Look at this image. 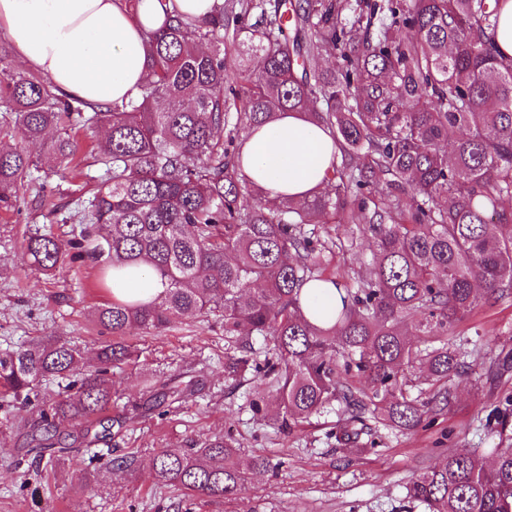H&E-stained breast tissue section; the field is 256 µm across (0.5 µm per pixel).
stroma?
<instances>
[{"label": "stroma", "instance_id": "obj_1", "mask_svg": "<svg viewBox=\"0 0 512 512\" xmlns=\"http://www.w3.org/2000/svg\"><path fill=\"white\" fill-rule=\"evenodd\" d=\"M76 168L64 172L41 142L23 143L9 113L0 112V148L25 144L39 167L26 179L9 207L0 206V353L48 336L66 337L93 364L108 333L93 311L110 300L91 261L64 263L43 275L31 269L25 239L40 232L68 241L82 227L83 208L103 179L98 162L102 128L72 131ZM318 234L333 240L355 237L336 251L332 269L356 272L371 259L374 243L357 224H322ZM473 360L447 382L452 400L430 426L410 430L378 427L376 445H342L332 432L344 424L341 410L312 417L281 431L270 418L253 415L249 401L258 382L252 373L224 377V330L214 322L185 320L146 334L130 330L137 363L112 371V414L126 422L107 452L80 446L45 468L32 463L23 435L13 426L14 411L0 406V512H425L407 495L412 479L451 449L495 447L500 441L498 410L512 398V372L492 379L489 370L512 357V298H483L449 332ZM199 381L198 394L165 417L131 411L147 382ZM232 435L244 490L233 500L197 499L157 483L150 463L161 448H182L191 440ZM267 468L254 469V457ZM134 458L132 470L111 462Z\"/></svg>", "mask_w": 512, "mask_h": 512}]
</instances>
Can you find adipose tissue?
Returning <instances> with one entry per match:
<instances>
[{
  "label": "adipose tissue",
  "mask_w": 512,
  "mask_h": 512,
  "mask_svg": "<svg viewBox=\"0 0 512 512\" xmlns=\"http://www.w3.org/2000/svg\"><path fill=\"white\" fill-rule=\"evenodd\" d=\"M160 0H0V24L22 63L55 87L93 105L126 98L145 70L143 32L158 27ZM336 147L328 130L297 112L249 129L244 173L268 201L304 200L323 186Z\"/></svg>",
  "instance_id": "ef3b65f1"
}]
</instances>
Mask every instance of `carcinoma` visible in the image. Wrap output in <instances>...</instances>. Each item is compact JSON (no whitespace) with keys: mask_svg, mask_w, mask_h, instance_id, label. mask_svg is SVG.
<instances>
[{"mask_svg":"<svg viewBox=\"0 0 512 512\" xmlns=\"http://www.w3.org/2000/svg\"><path fill=\"white\" fill-rule=\"evenodd\" d=\"M504 0H215L193 19L178 11L147 32V64L134 96L105 108L59 92L35 74L13 73L0 53V107L28 141L54 128L50 155L75 153L68 130L107 129V178L85 232L63 243L29 237L33 270L64 260L98 263L102 285L145 261L164 283L154 300L112 298L95 321L112 333L96 351L101 368L78 372L83 355L51 336L0 354V390L18 404V429L35 459L63 457L106 441L108 370L133 356L132 329L161 331L179 319L215 317L224 376L250 370L276 392L289 428L335 403L349 424L336 441L369 434L365 413L381 406L391 427L411 429L427 404L405 396L402 373L416 364L441 382L464 365L446 343L420 351L410 336H442L482 296H512V57L496 29ZM339 54L332 70L319 68ZM301 112L326 127L338 153L322 190L304 201L262 203L240 168V129ZM37 161L23 147L0 150V203L7 205ZM359 213L375 253L354 285L328 272L334 248L315 224ZM336 287L330 321L304 294ZM272 342L264 358L250 340ZM74 394L33 422L24 415L36 384L68 378ZM366 378L370 392L354 382ZM190 386L146 388L136 409L159 410L193 395ZM229 435L162 448L155 480L198 497L237 498L243 479ZM485 464L455 449L420 473L408 495L429 512H512V446L489 448Z\"/></svg>","mask_w":512,"mask_h":512,"instance_id":"carcinoma-1","label":"carcinoma"}]
</instances>
